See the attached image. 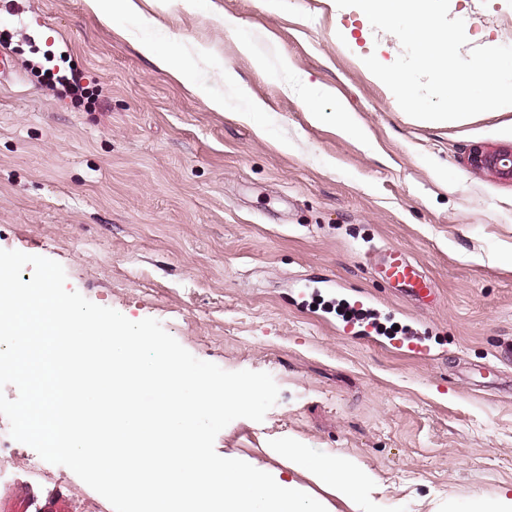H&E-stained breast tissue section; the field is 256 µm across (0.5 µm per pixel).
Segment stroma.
<instances>
[{
	"label": "stroma",
	"mask_w": 512,
	"mask_h": 512,
	"mask_svg": "<svg viewBox=\"0 0 512 512\" xmlns=\"http://www.w3.org/2000/svg\"><path fill=\"white\" fill-rule=\"evenodd\" d=\"M138 6L140 29L188 59L191 82L85 0H0V49L15 65L0 83V249L57 261L68 289L158 320L198 359L269 373L277 403L263 422L227 425L217 453L261 459L289 437L359 466L378 505L462 512L504 496L512 512V391L461 378L481 366L512 377L500 359L512 345V180L467 162L476 146L512 148V111L408 116L363 62H394L399 40L335 0ZM450 15L469 47L512 45V0H450ZM74 75L82 93H64ZM306 81L337 91L364 140L313 119ZM249 98L265 105V135L239 116ZM386 247L421 265L434 302H406L375 275ZM311 278L367 297L385 329L426 332L432 356L346 337L322 319L330 295L296 304ZM12 481L32 483L43 512L94 494L75 475Z\"/></svg>",
	"instance_id": "obj_1"
}]
</instances>
